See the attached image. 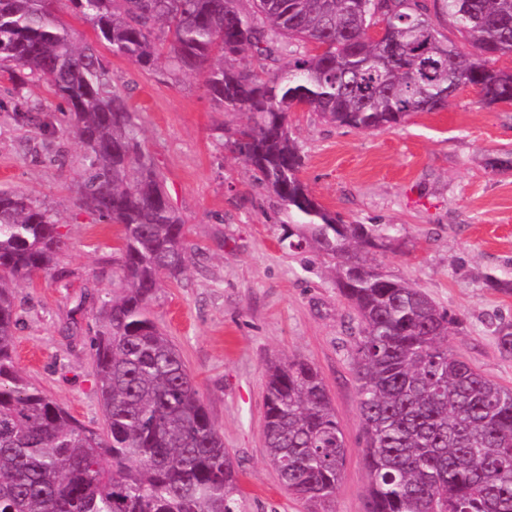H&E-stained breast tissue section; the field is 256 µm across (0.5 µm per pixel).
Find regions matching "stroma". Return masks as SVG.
<instances>
[{
  "instance_id": "35a3bbf8",
  "label": "stroma",
  "mask_w": 512,
  "mask_h": 512,
  "mask_svg": "<svg viewBox=\"0 0 512 512\" xmlns=\"http://www.w3.org/2000/svg\"><path fill=\"white\" fill-rule=\"evenodd\" d=\"M60 19L92 40L113 87L138 112L146 148L187 229L183 274L165 281L152 305L179 348L239 476L240 512H307L267 458L264 396L271 363L309 361L319 369L347 446L332 512H365L358 383L352 359L355 311L335 282L336 263L313 246L290 248L301 233L272 192L235 159L225 134L241 113L213 102L199 74L168 76L96 41L65 4ZM0 75V188L31 197L59 222L57 274L14 290L21 374L85 425L102 429L95 387L90 306L118 267L117 228L77 203L83 149L69 116L39 82L11 94ZM23 99L40 125L16 116ZM290 130L304 157L312 196L347 224H390L392 238L370 264L420 288L460 318L448 347L485 376L512 387V356L494 329L512 322V105L485 106L469 89L448 106L415 112L386 130L364 132L299 109Z\"/></svg>"
}]
</instances>
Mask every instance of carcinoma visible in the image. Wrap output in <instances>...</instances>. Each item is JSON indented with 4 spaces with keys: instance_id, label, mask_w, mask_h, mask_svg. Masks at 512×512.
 Returning a JSON list of instances; mask_svg holds the SVG:
<instances>
[{
    "instance_id": "carcinoma-1",
    "label": "carcinoma",
    "mask_w": 512,
    "mask_h": 512,
    "mask_svg": "<svg viewBox=\"0 0 512 512\" xmlns=\"http://www.w3.org/2000/svg\"><path fill=\"white\" fill-rule=\"evenodd\" d=\"M60 0H0V72L44 83L86 151L79 203L120 226V289L92 307L105 429L84 425L24 379L13 357L14 286L54 264L58 222L25 194L0 190V512H239L238 475L179 350L151 305L183 272L187 230L140 140L138 113L112 88L93 43L57 15ZM112 54L199 72L207 95L242 113L227 142L338 259L337 286L361 323L354 344L366 512H512V388L448 350L460 319L414 284L367 264L384 224H343L300 178L288 113L299 105L361 131L433 112L462 88L512 103V0H67ZM448 25L456 38L444 36ZM291 56L266 79L235 62L248 49ZM512 354V323L496 329ZM265 444L288 492L327 512L342 478L343 432L317 367L293 359L267 376Z\"/></svg>"
}]
</instances>
